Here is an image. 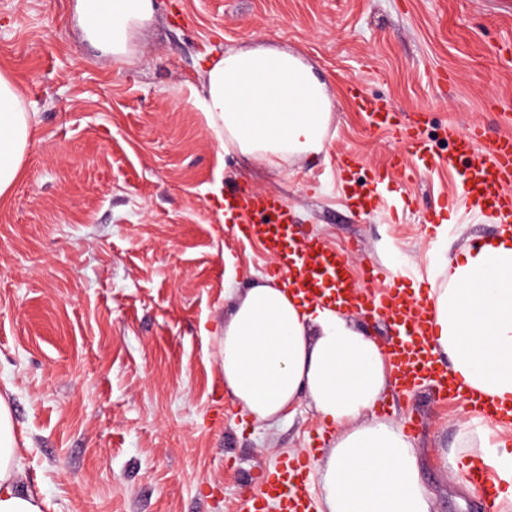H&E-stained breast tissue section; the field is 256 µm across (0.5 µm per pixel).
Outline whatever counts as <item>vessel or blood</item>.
<instances>
[{"label": "vessel or blood", "mask_w": 512, "mask_h": 512, "mask_svg": "<svg viewBox=\"0 0 512 512\" xmlns=\"http://www.w3.org/2000/svg\"><path fill=\"white\" fill-rule=\"evenodd\" d=\"M349 97L357 111L365 114L373 130H396L403 145L390 165L375 169L368 181L355 190L352 205L360 211L380 207L382 193L394 168L410 164L418 175L431 168V148L420 123L397 124L395 114L382 100L366 93L361 82L349 87ZM445 137L453 142L455 153L463 159L457 171L458 186L472 206L498 224L512 223V137L485 142L483 132L460 133L448 125ZM223 209L237 224L245 239L258 241L274 259V271L288 281L296 294L314 300H330L343 307H356L399 329L385 351L394 367V383L410 393L422 382H429L442 397L461 399L463 392L449 374L448 366L434 353L433 318L427 297L404 291L398 276H391L381 297L359 291L349 271L345 254L328 250L314 238H298L287 204L276 197L239 190L224 198ZM471 410L488 425L494 426L512 415L491 401L469 399ZM309 462L300 457L286 458L281 465L261 476V490L244 499L238 512H266L268 500H278L281 512H311L306 495ZM464 479L479 485L487 499H495L497 481L487 466L471 465Z\"/></svg>", "instance_id": "1"}]
</instances>
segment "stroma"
<instances>
[{
    "mask_svg": "<svg viewBox=\"0 0 512 512\" xmlns=\"http://www.w3.org/2000/svg\"><path fill=\"white\" fill-rule=\"evenodd\" d=\"M156 3L127 65L85 39L75 0H0V71L37 122L0 202V396L27 441L18 479L46 512H235L254 474L284 456L322 467L336 431L308 400L270 425L224 391V319L272 260L218 214V195L279 197L299 231L345 253L355 273L373 265L420 289L441 254L499 231L465 206L441 130L512 135V0ZM256 45L301 56L335 104L323 150L279 170L225 155L199 109L208 54ZM354 80L401 122L428 112L438 163L393 175L385 196L405 204L395 217L345 202L400 148L368 131L349 102ZM344 153L357 159L347 176ZM383 399L385 418L422 419L413 439L433 512H494L443 455L460 421L481 427L470 408L426 386Z\"/></svg>",
    "mask_w": 512,
    "mask_h": 512,
    "instance_id": "35a3bbf8",
    "label": "stroma"
}]
</instances>
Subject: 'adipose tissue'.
Segmentation results:
<instances>
[{"mask_svg": "<svg viewBox=\"0 0 512 512\" xmlns=\"http://www.w3.org/2000/svg\"><path fill=\"white\" fill-rule=\"evenodd\" d=\"M86 39L115 60L133 62L155 0H76ZM201 110L225 154L281 169L321 152L333 100L311 65L285 49L257 46L216 55L203 73ZM36 121L20 88L0 72V198L18 178ZM429 299L435 353L467 390L512 404V230L441 257ZM224 389L243 413L274 423L299 397L338 430L319 471L321 512H433L413 440L375 417L391 379L381 346L344 309L310 302L263 277L232 302L220 343ZM493 466L505 485L496 504L512 512V455H496L486 435L461 424L446 451ZM24 453L0 397V512H43L38 492L22 487Z\"/></svg>", "mask_w": 512, "mask_h": 512, "instance_id": "1", "label": "adipose tissue"}]
</instances>
